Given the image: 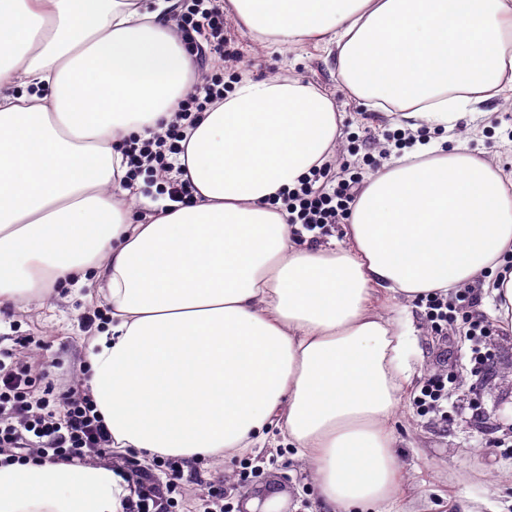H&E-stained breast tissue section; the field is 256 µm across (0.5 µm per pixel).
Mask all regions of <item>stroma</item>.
<instances>
[{
  "label": "stroma",
  "instance_id": "obj_1",
  "mask_svg": "<svg viewBox=\"0 0 512 512\" xmlns=\"http://www.w3.org/2000/svg\"><path fill=\"white\" fill-rule=\"evenodd\" d=\"M227 36L228 49L240 55L243 76L255 80L281 76L330 95L340 115L339 133L348 139L349 159L355 167H367L378 157L362 146V138L384 144L400 132L402 123L396 115L369 108L343 87L335 47L272 49L246 38L233 18ZM473 109L478 119L459 120L462 133L449 137L446 149H465L512 176V141L506 136L512 128V91L474 103ZM104 294L99 282L90 278L0 312L5 347L29 336L43 340L47 384L73 373L86 374L93 339L83 332L80 318L105 308ZM373 303L383 314L407 321L410 328L412 384L390 424L405 476L401 505L408 512H512V333L496 331L487 341L489 360L477 367L462 336L450 340L438 336L424 302L379 292ZM441 369L461 377L444 419L418 412L413 403L423 378ZM192 468L202 481L190 485L191 498L220 490L227 512H239L247 492L257 499L278 493L285 512H323L306 463L281 435L268 436L249 455L206 458ZM244 470L249 473L245 480L240 477Z\"/></svg>",
  "mask_w": 512,
  "mask_h": 512
}]
</instances>
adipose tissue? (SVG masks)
I'll use <instances>...</instances> for the list:
<instances>
[{
    "mask_svg": "<svg viewBox=\"0 0 512 512\" xmlns=\"http://www.w3.org/2000/svg\"><path fill=\"white\" fill-rule=\"evenodd\" d=\"M178 5L0 0V309L95 270L112 321L90 386L114 448L226 459L275 428L328 512H390L412 372L370 293L478 283L512 331V177L421 144L356 199L344 245L300 246L272 200L322 164L338 114L314 85L244 78L187 141L193 202L134 223L118 146L197 76ZM227 5L251 40L335 45L350 94L406 120L448 129L512 89V0ZM132 494L104 466L0 464V512H121Z\"/></svg>",
    "mask_w": 512,
    "mask_h": 512,
    "instance_id": "ef3b65f1",
    "label": "adipose tissue"
}]
</instances>
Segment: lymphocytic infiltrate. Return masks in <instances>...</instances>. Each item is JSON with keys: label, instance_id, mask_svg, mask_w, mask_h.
<instances>
[{"label": "lymphocytic infiltrate", "instance_id": "1", "mask_svg": "<svg viewBox=\"0 0 512 512\" xmlns=\"http://www.w3.org/2000/svg\"><path fill=\"white\" fill-rule=\"evenodd\" d=\"M177 30L203 69L169 123L149 138L124 140L120 150L128 167L127 184L147 176L157 197L187 205L194 199V188L177 162L180 143L225 91L224 81L210 76L207 67H233L240 58L225 47L224 0H181ZM366 183L361 172L351 170L342 148L334 147L310 176L278 195L295 239L303 240L305 232L314 230L327 234L332 225L348 221ZM12 355V349L0 348V457L5 462L103 465L133 488L123 512H179L186 495L182 462L155 455L124 465L112 449V435L84 378H70L61 388L43 386L42 364L16 361ZM455 382V375L448 372L428 374L414 399L418 409L444 412Z\"/></svg>", "mask_w": 512, "mask_h": 512}]
</instances>
